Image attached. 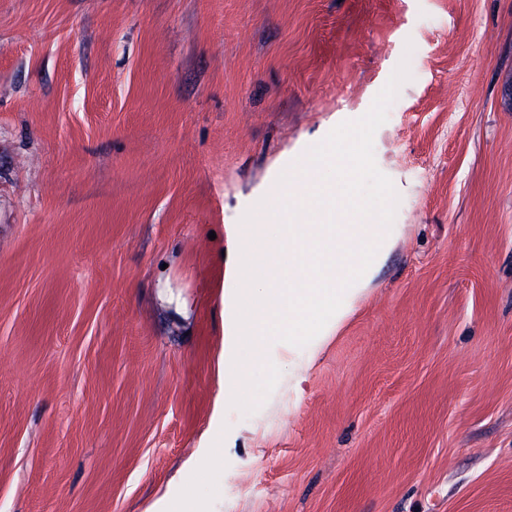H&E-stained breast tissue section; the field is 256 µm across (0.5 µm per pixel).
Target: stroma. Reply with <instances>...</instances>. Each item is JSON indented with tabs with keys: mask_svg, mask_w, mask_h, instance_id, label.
<instances>
[{
	"mask_svg": "<svg viewBox=\"0 0 512 512\" xmlns=\"http://www.w3.org/2000/svg\"><path fill=\"white\" fill-rule=\"evenodd\" d=\"M403 61L391 248L243 413L232 227ZM0 512H512V0H0Z\"/></svg>",
	"mask_w": 512,
	"mask_h": 512,
	"instance_id": "35a3bbf8",
	"label": "stroma"
}]
</instances>
